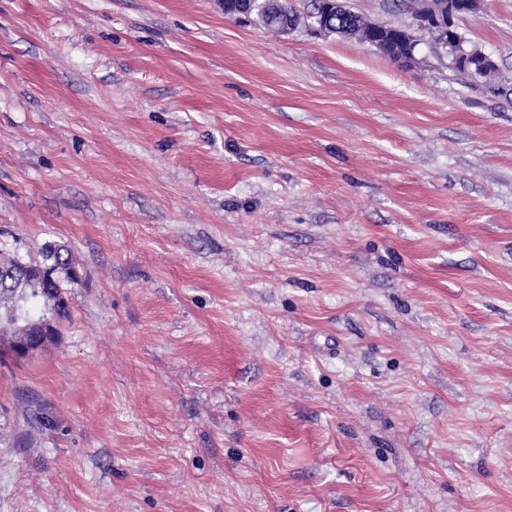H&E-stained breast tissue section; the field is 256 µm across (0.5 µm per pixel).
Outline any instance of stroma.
<instances>
[{"label":"stroma","mask_w":512,"mask_h":512,"mask_svg":"<svg viewBox=\"0 0 512 512\" xmlns=\"http://www.w3.org/2000/svg\"><path fill=\"white\" fill-rule=\"evenodd\" d=\"M458 25L512 77V0ZM418 58L0 0V251L80 277L0 512H512V106Z\"/></svg>","instance_id":"1"}]
</instances>
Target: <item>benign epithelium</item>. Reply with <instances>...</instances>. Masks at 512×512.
<instances>
[{"mask_svg": "<svg viewBox=\"0 0 512 512\" xmlns=\"http://www.w3.org/2000/svg\"><path fill=\"white\" fill-rule=\"evenodd\" d=\"M326 7L323 13L316 17L311 30L316 33H330L332 11L342 5V0H324ZM483 0H423L417 15L406 26L400 40L406 47V53L415 57V52L421 41L420 33H425L431 43V48L438 54L451 55L448 66L454 67L469 59H481L488 65L495 64L493 58L479 46L460 36L448 45V34L457 33V21L465 15H473L480 11Z\"/></svg>", "mask_w": 512, "mask_h": 512, "instance_id": "benign-epithelium-1", "label": "benign epithelium"}]
</instances>
